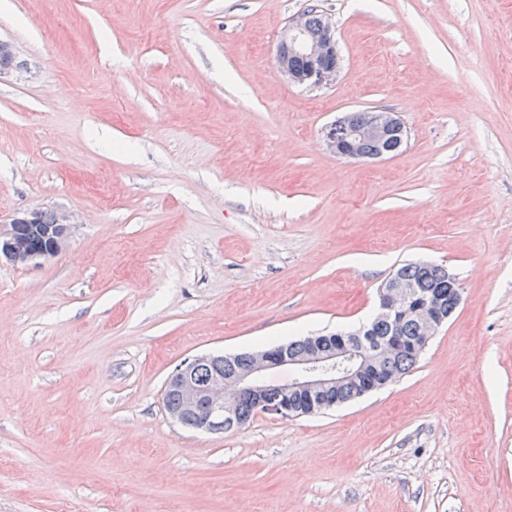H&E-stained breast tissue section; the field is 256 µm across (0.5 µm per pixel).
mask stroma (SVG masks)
I'll use <instances>...</instances> for the list:
<instances>
[{
    "instance_id": "35a3bbf8",
    "label": "stroma",
    "mask_w": 512,
    "mask_h": 512,
    "mask_svg": "<svg viewBox=\"0 0 512 512\" xmlns=\"http://www.w3.org/2000/svg\"><path fill=\"white\" fill-rule=\"evenodd\" d=\"M333 86L277 41L308 0H8L0 219L62 211L0 262V512H512V0H317ZM408 131L348 160L359 110ZM462 302L413 369L310 416L203 433L185 359L351 330L402 265ZM370 112H372V121L365 127L352 125L345 119L336 120L326 132L327 145L330 150L338 156L353 159L380 160L397 155L407 139L404 123L392 112L381 110H371ZM370 112L359 111L350 115L355 123L364 125L370 119ZM366 138L377 142L379 148L377 150V145L372 141H363L358 144V150L365 155L363 156L357 151V143ZM369 155L372 156L366 157ZM38 210L17 212L8 222L0 225V259L6 258L16 265L54 257L62 251L71 234V216L66 213ZM19 224H52L41 228L36 239L26 238L16 233Z\"/></svg>"
}]
</instances>
